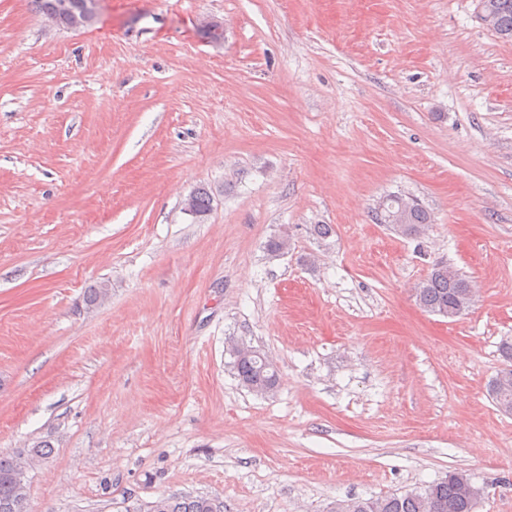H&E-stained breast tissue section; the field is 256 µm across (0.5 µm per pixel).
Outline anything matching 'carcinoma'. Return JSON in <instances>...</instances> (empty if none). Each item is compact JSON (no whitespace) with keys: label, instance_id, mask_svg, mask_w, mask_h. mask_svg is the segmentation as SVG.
<instances>
[{"label":"carcinoma","instance_id":"1","mask_svg":"<svg viewBox=\"0 0 512 512\" xmlns=\"http://www.w3.org/2000/svg\"><path fill=\"white\" fill-rule=\"evenodd\" d=\"M43 16L56 17V25L74 28L75 21L90 26L96 13L87 0H34ZM481 11L490 18V29L503 39H512V0H479ZM190 198L192 215L205 218L211 210V198L203 187L194 189ZM376 219L393 224L394 230L406 236L420 234L431 223L429 212L418 202L391 196L380 205ZM471 281L446 264H436L416 289L419 307L430 314L456 318L472 305ZM506 365L490 383V393L498 409L512 414V341L499 346ZM237 377L245 388L268 395L276 391L279 377L274 365L260 351L252 348L246 354L231 353ZM22 457L0 455V512H28L29 484H21L19 468ZM465 474L452 472L445 479L413 489L401 495L391 494L368 499L338 501L332 512H474L476 503L464 484ZM146 512H224V503L204 496H162L147 506Z\"/></svg>","mask_w":512,"mask_h":512}]
</instances>
